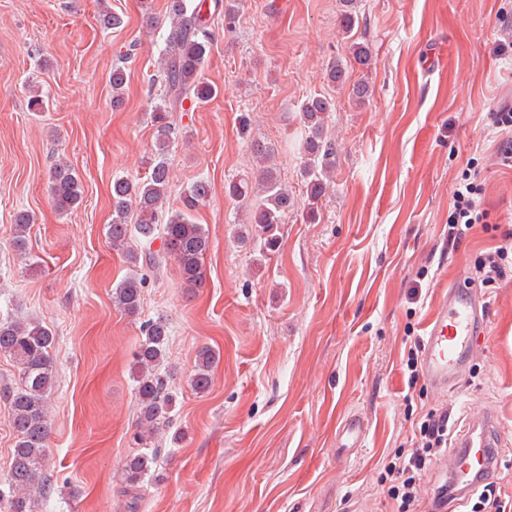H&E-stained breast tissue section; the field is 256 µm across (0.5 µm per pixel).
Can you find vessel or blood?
I'll return each mask as SVG.
<instances>
[{"label": "vessel or blood", "instance_id": "1", "mask_svg": "<svg viewBox=\"0 0 512 512\" xmlns=\"http://www.w3.org/2000/svg\"><path fill=\"white\" fill-rule=\"evenodd\" d=\"M487 323V304L472 289L458 285L440 299L426 323L421 361L422 372L435 391L444 394L456 388ZM454 446L450 472L465 495L500 468L503 450L497 417L487 411L468 419Z\"/></svg>", "mask_w": 512, "mask_h": 512}]
</instances>
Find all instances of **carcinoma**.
Returning a JSON list of instances; mask_svg holds the SVG:
<instances>
[{
	"instance_id": "carcinoma-1",
	"label": "carcinoma",
	"mask_w": 512,
	"mask_h": 512,
	"mask_svg": "<svg viewBox=\"0 0 512 512\" xmlns=\"http://www.w3.org/2000/svg\"><path fill=\"white\" fill-rule=\"evenodd\" d=\"M345 32L358 23L353 0H341ZM169 27L163 53L159 58V77L164 82L168 101L155 107L152 122L156 137L147 176L137 181L119 177L112 182V224L108 238L112 249L125 254L132 273L112 289V302L126 316L138 318L141 310L144 277L138 276V253L129 249L132 235L151 244L162 233L164 256L179 266L184 283L190 288L201 286L202 263L211 241L201 224L190 220V212L209 195V186L196 182L184 192L182 208L168 211L166 201L170 183L168 154L177 132L169 113L184 111L183 102L196 105L208 102L216 90L202 78L210 53V36L202 5L189 0H169ZM127 83L123 65L112 68V106L124 102ZM333 103L313 96L300 106L305 138L301 149L306 161L302 177L306 186L309 215L315 216L326 189V179L335 164V150L323 138L325 116ZM258 168L252 175L232 180L225 193L246 208L249 223L256 225L264 245L270 249L279 242V224L292 207L288 188L281 182L274 163V153L257 144ZM49 192L54 208L66 214L82 199L83 185L77 172L67 162L51 168ZM34 216L19 211L14 216L13 243L25 248ZM168 323L149 319L141 325V338L134 353V381L138 418L134 441L138 445L123 469L127 491L140 490L145 478L157 464L160 449L155 447L158 435L170 422L174 395L165 375L159 372L169 341ZM55 336L42 322L31 318L0 316V356H7L18 372L17 386L0 392L11 411L10 425L15 445L7 476L0 481V512H33L34 505L52 497L54 484L44 470L45 448L50 433L48 402L55 384L52 350ZM220 359L212 347H201L190 376V385L197 394L206 393L212 384V370Z\"/></svg>"
}]
</instances>
